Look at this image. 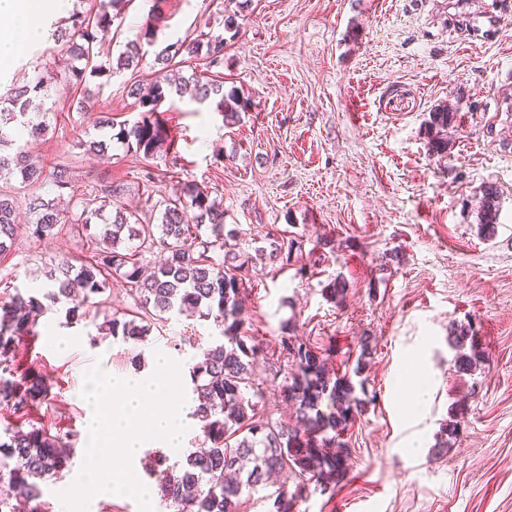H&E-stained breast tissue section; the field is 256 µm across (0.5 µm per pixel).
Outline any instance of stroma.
I'll list each match as a JSON object with an SVG mask.
<instances>
[{"label": "stroma", "mask_w": 512, "mask_h": 512, "mask_svg": "<svg viewBox=\"0 0 512 512\" xmlns=\"http://www.w3.org/2000/svg\"><path fill=\"white\" fill-rule=\"evenodd\" d=\"M227 0H132L110 44L117 57L153 21V51L204 20L221 32ZM224 48L225 90L247 105L234 124L209 104L175 99L163 122L174 146L141 160L113 142L86 152L100 113L136 121L128 94L149 66L91 80L94 110L56 101L57 122L29 140L46 170L70 168L78 189L101 179L126 183V202L149 208L175 181L209 190L245 250L269 235L298 242L288 265L246 271L249 335L264 357L256 379L263 410L287 419L280 393L288 362L283 331L331 348L337 373L365 359L363 412L348 428L349 469L334 495L310 491L293 512H512V0H250ZM453 104L444 153L426 124ZM155 175L153 187L139 179ZM499 192L496 223L481 221L486 187ZM335 242L324 248L323 239ZM85 231L38 241L19 232L0 257L5 286L45 287V263L89 255ZM343 298L329 300L334 280ZM98 314L67 320L66 303L39 317L18 347L51 387L32 424L70 433L73 467L83 464L84 371L101 360L111 374L147 368L156 349L196 356L218 337L213 321L174 315L143 342L102 334L115 310L133 306L112 280ZM484 360L459 370L451 333ZM427 371V402L413 408L398 383ZM456 421L447 452L435 443ZM421 444L411 452V444Z\"/></svg>", "instance_id": "obj_1"}]
</instances>
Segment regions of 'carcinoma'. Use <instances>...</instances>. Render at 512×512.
I'll use <instances>...</instances> for the list:
<instances>
[{
  "label": "carcinoma",
  "instance_id": "1",
  "mask_svg": "<svg viewBox=\"0 0 512 512\" xmlns=\"http://www.w3.org/2000/svg\"><path fill=\"white\" fill-rule=\"evenodd\" d=\"M131 0H90L89 7L72 14L68 22L55 26V47L51 61L38 70L35 81L0 97V175L15 176L32 184L43 176V168L21 145L14 146L13 134L20 128L36 136L48 130L53 107L49 89L57 84V64L76 61L71 66L70 84L60 86V96L71 99L86 76L110 77L136 68L146 51L139 41H130L116 63L100 60L99 36L122 21ZM179 56L195 60L191 77L175 70ZM160 66L147 83H133L129 94L138 100L144 116L132 125H120L117 139L145 159L161 148H171L160 105L182 87L193 84L195 99L215 104L224 119L238 117L241 97L233 91L224 94L219 80L224 67V36L200 31L194 38L164 47L155 56ZM454 119L448 107L431 112L428 124L430 144L436 151L445 148ZM49 184L58 195L70 196L72 208L60 210L54 200L33 196L25 202L35 216L30 234L36 240L57 238L74 225L100 226L89 234L98 241L88 260L76 265L61 260L49 271L45 291L14 289L0 300V407L22 415L48 400V388L41 374L8 363L7 355L27 336L33 335L35 317L44 309L65 301L71 304L66 317L96 304V297L119 277L134 291V309L109 320L112 336L125 341L145 340L151 328L161 326L174 313L192 311L213 320L221 339L206 349L204 359L191 367L193 394L198 402L193 416L201 423L206 447L186 455L181 467L164 466L158 457L151 470L162 497L176 512H237L243 494H252L267 485L270 475L287 471L295 475V490H282L274 500L275 512H291L294 498L309 490V485L327 493L347 475L344 460L348 452L342 433L361 412L362 400L355 396L352 376L361 374L364 360L357 361L350 374L338 375L330 367V351L304 342L293 334L280 337L281 353L290 371L281 394L292 403L296 425L263 417L255 386V364L260 342L246 335L241 270L268 261L288 262L292 247L275 237L268 246L244 253L230 243L224 233V208L208 191L194 183L177 182L175 191L151 205L158 212V223L143 213L122 205L128 191L125 183L101 181L76 193L68 168L57 166ZM498 191L484 190L482 210L486 223L496 218ZM19 208L15 196L0 192V254L15 242ZM167 253L164 262L147 274L145 255L154 249ZM73 449L67 436L53 434L40 426L6 427L0 436V512H16L13 499L34 503L32 512L43 505V485L70 468Z\"/></svg>",
  "mask_w": 512,
  "mask_h": 512
}]
</instances>
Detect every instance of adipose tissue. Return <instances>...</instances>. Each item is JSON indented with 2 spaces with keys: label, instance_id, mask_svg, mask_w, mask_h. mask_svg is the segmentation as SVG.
I'll use <instances>...</instances> for the list:
<instances>
[{
  "label": "adipose tissue",
  "instance_id": "obj_1",
  "mask_svg": "<svg viewBox=\"0 0 512 512\" xmlns=\"http://www.w3.org/2000/svg\"><path fill=\"white\" fill-rule=\"evenodd\" d=\"M67 0H0V17L6 19L4 32L0 33V66H8L18 51L38 40L43 33V18L46 14H62Z\"/></svg>",
  "mask_w": 512,
  "mask_h": 512
}]
</instances>
